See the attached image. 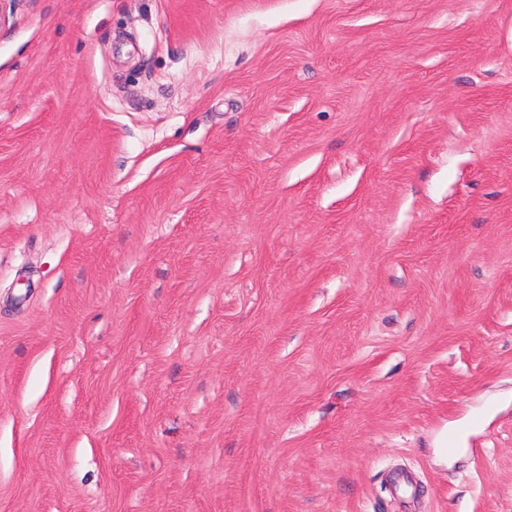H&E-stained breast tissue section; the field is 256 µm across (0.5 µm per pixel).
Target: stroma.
I'll return each mask as SVG.
<instances>
[{
  "label": "stroma",
  "mask_w": 512,
  "mask_h": 512,
  "mask_svg": "<svg viewBox=\"0 0 512 512\" xmlns=\"http://www.w3.org/2000/svg\"><path fill=\"white\" fill-rule=\"evenodd\" d=\"M0 512H512V0H24Z\"/></svg>",
  "instance_id": "obj_1"
}]
</instances>
